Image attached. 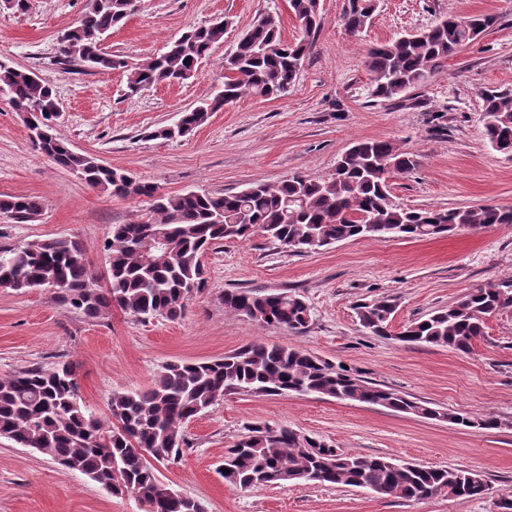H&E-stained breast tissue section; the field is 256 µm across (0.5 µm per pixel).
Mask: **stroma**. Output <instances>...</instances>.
Returning <instances> with one entry per match:
<instances>
[{
  "label": "stroma",
  "mask_w": 512,
  "mask_h": 512,
  "mask_svg": "<svg viewBox=\"0 0 512 512\" xmlns=\"http://www.w3.org/2000/svg\"><path fill=\"white\" fill-rule=\"evenodd\" d=\"M348 0H320L323 23L287 94L246 95L210 113L176 141L150 139L154 128L212 98L224 82V59L261 14H278L287 41L302 35L288 0H140L113 29L106 52L142 63L213 18L224 38L197 78L130 91L126 72L88 71L67 61L57 35L76 24L89 0H28L25 12L0 10V58L47 79L63 109L56 134L74 151L153 183L170 195L236 192L276 184L296 172L324 176L356 141L378 138L415 153L418 168L391 175L404 207H512V158L483 134V94L512 89V0H379L359 36L345 31ZM493 13L497 26L464 47L403 98L371 95L369 49L430 28L442 17ZM37 198L36 221L0 212V245L56 238L80 242L95 271L113 225L147 212L144 197L116 198L89 187L37 150L26 125L0 99V198ZM205 283L182 318L147 322L121 311L99 319L58 303L54 290H0V378L61 361L78 368L82 404L108 419L113 391L147 388L171 361H206L255 341L297 347L349 368L381 387L472 415L493 414L498 429L463 428L380 406L318 395L229 393L184 426L187 448L158 464V477L198 501L204 512H494L512 495V311L486 321L470 352L410 345L403 326L448 306L468 290L512 279V224L432 239L344 240L316 253L282 249L254 235L227 240L202 258ZM298 295L310 308L306 332L260 325L225 309L235 289ZM387 299L392 333L365 331L358 304ZM287 426L344 451L480 474V499L444 493L418 500L365 488L290 481L241 489L224 480V454L252 424ZM0 512H145L134 497L115 496L87 476L0 438Z\"/></svg>",
  "instance_id": "obj_1"
}]
</instances>
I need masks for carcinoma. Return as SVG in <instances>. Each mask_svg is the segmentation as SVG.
<instances>
[{
  "label": "carcinoma",
  "instance_id": "obj_1",
  "mask_svg": "<svg viewBox=\"0 0 512 512\" xmlns=\"http://www.w3.org/2000/svg\"><path fill=\"white\" fill-rule=\"evenodd\" d=\"M375 0H348L342 24L351 36L370 23ZM302 37L286 42L278 16L262 15L224 60L223 90L210 102L179 113L151 139L174 140L203 124L214 112L245 94L278 98L293 86L316 33L322 26L320 0H289ZM132 12L131 0H90L76 25L62 33L61 53L92 70L126 67L104 51L112 29ZM498 23L494 14L448 15L423 34L378 44L368 52L372 94L391 100L423 84L464 46ZM224 39V21L193 28L168 50L129 72L140 89L180 83L198 76L201 60ZM34 123L50 127L59 101L51 85L35 73L0 59V95ZM484 133L498 152L512 156V90L490 89L483 98ZM35 147L89 186L114 197H146L148 212L128 224H114L105 241L107 266L94 272L79 242L33 241L0 247V288L23 291L57 289L58 301L97 319L120 310L140 320L174 321L185 314L189 290L205 282L203 255L224 240L255 234L284 249L314 252L343 240L426 239L458 229L512 224V207L408 208L395 203L391 174H409L417 155L389 140L364 139L353 145L325 177L297 172L275 185L253 184L222 194H161L156 186L112 168L88 153L71 150L56 134ZM0 211L21 222L36 220L39 200L8 197ZM224 307L260 324L306 330L310 309L296 295L226 291ZM512 310V279L473 288L446 309L405 325L411 344L448 347L467 353L484 333L487 318ZM393 305L374 300L358 307L361 326L390 335ZM258 395L320 394L339 401L381 406L394 412L495 429L504 422L489 416L430 406L368 382L348 370L292 346L253 342L208 361H177L162 366L147 389L112 392L111 420L104 422L79 402L77 368L69 361L45 370L31 367L0 378V437L34 448L64 467L78 471L114 495L132 494L146 512H199L196 500L167 496L154 463L177 458L186 444L183 425L207 412L229 392ZM224 480L247 489L306 480L328 486H371L380 495L412 500L443 491L450 497L480 498L488 484L472 471L396 463L384 456L344 452L287 426L271 431L253 425L224 456Z\"/></svg>",
  "mask_w": 512,
  "mask_h": 512
}]
</instances>
